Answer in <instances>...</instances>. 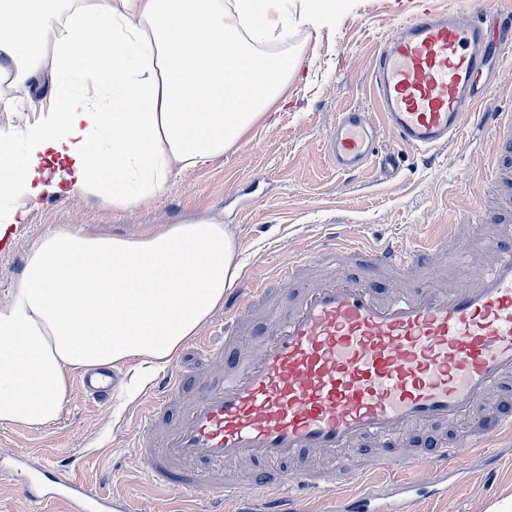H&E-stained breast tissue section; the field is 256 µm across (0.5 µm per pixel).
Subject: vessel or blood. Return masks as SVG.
I'll return each mask as SVG.
<instances>
[{
    "label": "vessel or blood",
    "instance_id": "b4317fda",
    "mask_svg": "<svg viewBox=\"0 0 512 512\" xmlns=\"http://www.w3.org/2000/svg\"><path fill=\"white\" fill-rule=\"evenodd\" d=\"M487 5L470 13L417 8L388 37L371 69L374 101L382 117L344 112L326 138L339 170L355 171L376 161L384 177L396 170L394 155L377 156L382 133L418 153L457 141L472 115H480L500 140L512 143V114L477 113L489 83L499 81L512 60V15L495 16ZM440 239L407 246L388 239L372 246L331 244L277 270L281 289L256 352L242 354L234 323L254 302L270 296L254 282L225 309L223 350L209 354L198 372L205 390L185 393L180 371L164 376L155 400L140 412L133 442L147 480L162 488H208L235 504L255 502L262 512H285L298 491L323 494L349 487L334 512H411L415 483L399 466L429 471L430 495L447 497L457 474L469 471L456 443L393 447L403 431L448 425L471 416L491 393L512 378V248L491 242L490 263L473 279L448 288L435 279L419 287L375 288L367 276L323 277L295 290L299 269L336 265L342 256L363 257L374 268L409 273L441 247ZM78 384L93 401L107 399L112 378L83 374ZM512 429V408L494 421L479 422L472 447L480 465L496 466L491 434ZM347 450L353 466L323 470L309 460ZM255 464L245 478L224 472L227 463ZM381 473L383 481L370 477ZM25 493L41 502L64 503L71 512H110L112 505L89 496L77 477L60 480L44 459Z\"/></svg>",
    "mask_w": 512,
    "mask_h": 512
}]
</instances>
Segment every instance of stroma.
<instances>
[{"instance_id":"1","label":"stroma","mask_w":512,"mask_h":512,"mask_svg":"<svg viewBox=\"0 0 512 512\" xmlns=\"http://www.w3.org/2000/svg\"><path fill=\"white\" fill-rule=\"evenodd\" d=\"M414 0H347L332 25L293 28L283 47L298 65L282 98L271 105L231 149L211 163L173 173L164 191L128 209L102 196H50L19 224L12 247L0 251V296L21 275L31 247L64 227L133 238L162 224L210 220L223 224L234 241L240 277L265 281L289 258L316 250L332 231L359 240L392 236L412 244L417 235L447 233L448 249L436 274L456 285L474 276L486 255L480 244L512 226V184L496 181L490 131H464L466 148L444 147L431 162L398 151L388 137L378 153L398 152V173L381 179L373 165L338 170L325 139L340 113L375 111L370 75L382 43L413 8ZM224 346V310L216 308L185 342L171 369L194 373L202 350ZM112 400L89 403L71 388L59 418L38 427L0 425V440L39 462L52 458L60 473L75 474L87 488L132 512H237L235 504L201 489L162 492L146 480L130 440L138 410L156 379H139V362L113 369ZM508 449L495 475L476 472L446 498L418 502L414 512H486L504 490H512V436L492 435ZM26 473L0 475V512H52L24 494Z\"/></svg>"}]
</instances>
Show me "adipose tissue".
<instances>
[{
  "label": "adipose tissue",
  "mask_w": 512,
  "mask_h": 512,
  "mask_svg": "<svg viewBox=\"0 0 512 512\" xmlns=\"http://www.w3.org/2000/svg\"><path fill=\"white\" fill-rule=\"evenodd\" d=\"M0 0V70L30 55L47 99L0 133V204L18 224L49 195L147 201L175 168L211 162L261 117L291 68L270 53L292 25L332 24L338 0ZM235 245L212 221L136 239L58 230L0 303V424L56 420L75 369L168 365L224 301Z\"/></svg>",
  "instance_id": "obj_1"
}]
</instances>
